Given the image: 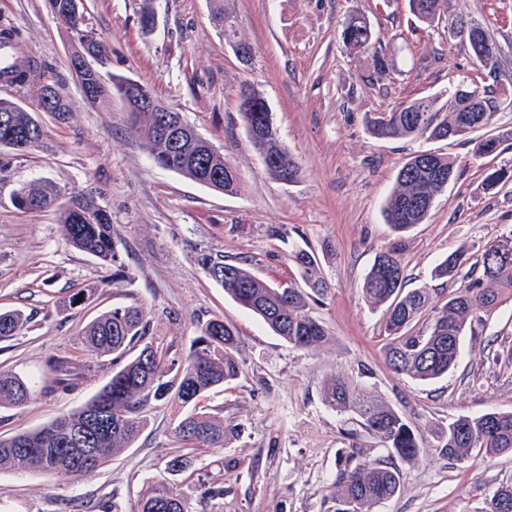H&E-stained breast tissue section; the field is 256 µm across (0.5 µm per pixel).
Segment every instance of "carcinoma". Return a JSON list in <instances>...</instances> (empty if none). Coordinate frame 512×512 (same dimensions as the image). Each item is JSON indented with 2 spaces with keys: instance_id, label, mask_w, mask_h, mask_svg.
<instances>
[{
  "instance_id": "1",
  "label": "carcinoma",
  "mask_w": 512,
  "mask_h": 512,
  "mask_svg": "<svg viewBox=\"0 0 512 512\" xmlns=\"http://www.w3.org/2000/svg\"><path fill=\"white\" fill-rule=\"evenodd\" d=\"M79 0H46L75 12L66 26L75 48L89 56L92 67L106 60V43L89 27L84 8H75ZM210 18L224 41H239L236 17L226 0H209ZM411 14L422 24L421 30L439 23L447 12L448 0H408ZM460 38L469 56L479 62L487 76L496 73L500 58L497 43L483 34L482 45L490 57L480 61L463 28ZM342 43L350 54L368 61L376 73L390 70L391 60L380 46L368 18L351 13L343 23ZM16 93H33L36 109L53 112L58 118L72 111L62 89L45 81L38 62L24 58L23 68L8 73ZM127 78L101 79L93 97L94 105L123 100ZM251 105L239 103L246 133L261 131L267 143L279 139L273 112L266 100L249 88ZM470 106L465 91L448 94L445 115L435 109V101L419 98L402 102L388 112L368 120L369 133L377 138H437L456 141L474 132L461 123L460 110ZM160 112L131 113L130 132L147 149L160 167L224 194L240 189L239 176H228L231 165L224 152L207 146L192 125L168 136L160 127ZM43 126L15 96L0 97V147L26 152L41 146ZM512 140V130H497L476 144L475 157L484 149L498 151ZM266 173L276 181H298L301 169L294 156L286 152L262 160ZM457 162L448 154L419 152L399 168L395 186L385 206V218L397 233L406 232L428 218L436 197L456 177ZM512 182V168L489 172L484 186L491 190ZM15 205L23 211L53 210L57 214L66 241L76 250L107 265L116 262L112 242V218L90 193H64L49 180L25 184L15 193ZM305 275V285L314 295L324 292L320 260L312 250L294 253ZM209 278L224 288L240 306L252 312L288 345L313 350L327 337L323 322L312 312L310 297L297 281L288 279V289L279 281L264 280L252 274L244 260L224 257L204 258ZM435 277L468 284L448 291L442 305L423 331L415 329L433 296L429 288H406L405 268L395 249L383 250L374 258L364 277L362 292L374 307L385 308L384 357L399 375L426 382L441 378L455 368L461 354L463 336L483 327L504 304L512 301V232L480 248L472 257V247L464 244L444 256L434 270ZM32 316L21 309L0 310V339L19 335L28 328ZM79 340L89 357L69 353L47 357L40 371L39 393L52 396L78 389L87 379L107 373L105 383L80 407L63 414L47 425L11 436H0V470L37 469L61 476H82L121 455L140 436L146 409L155 403H178L187 407L205 393L238 380L242 364L238 359L239 336L224 319L206 322L181 358L172 347L156 340L144 310L137 304L115 307L100 313L79 332ZM28 381L11 371H0V405L23 406L33 400ZM327 407L354 415L363 431L378 440L385 454L374 458L363 449L348 455L336 478V512H374V508L392 499L400 489L402 472L397 461L411 462L421 452V440L411 423L394 405L368 391L358 389L340 374L330 376L323 388ZM235 426L205 412L188 411L178 420L174 438L195 453L221 450ZM439 439L448 459L456 462L483 455L497 457L512 454V411H491L477 416H460L439 431ZM98 448L92 460L83 459L82 449ZM138 512H188L187 502L164 482L155 485L138 504ZM484 512H512V485L497 488L486 501Z\"/></svg>"
}]
</instances>
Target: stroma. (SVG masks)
Instances as JSON below:
<instances>
[{"instance_id":"1","label":"stroma","mask_w":512,"mask_h":512,"mask_svg":"<svg viewBox=\"0 0 512 512\" xmlns=\"http://www.w3.org/2000/svg\"><path fill=\"white\" fill-rule=\"evenodd\" d=\"M86 16L109 44L106 72L148 85L220 147L240 177L225 195L153 162L128 131L120 103L86 102L70 68L71 41L44 0H0V26L21 31V55L39 60L47 81L61 87L66 119L39 113L41 147L0 148V308L34 316L22 334L0 340V370L37 381L44 359L82 355L79 330L100 312L144 307L158 341L188 354L204 323L222 317L240 339L243 376L206 394L202 410L241 424L224 449L194 457L167 474L182 449L172 434L174 405L148 408L132 448L98 470L64 477L41 471L0 472V512H83L84 502L110 512H137L158 481L188 502L190 512H336V474L352 444L373 446L350 415L328 408L326 377L342 373L396 406L422 439L417 460L401 463L400 490L375 512H478L486 497L512 484V456L448 460L440 428L462 415L512 410V363L488 352L512 348V304L478 335L465 336L456 367L420 383L394 374L382 353V309L362 295L375 254L397 249L407 285L447 292L431 271L462 243L482 245L512 230V183L482 187L488 169L512 166V141L474 158L472 144L434 139H378L368 115L402 101L433 98L446 108L449 90L476 67L451 31L457 21L481 23L501 49L486 85L498 102L490 122L512 129V0H448L430 30L411 34L406 0H229L242 37L255 51L244 66L209 21L208 0H153L154 24L140 23L142 0H84ZM361 10L392 61L371 74L345 49L340 32ZM268 102L281 142L302 174L292 184L271 179L252 146L238 103L242 86ZM452 154L458 171L422 224L403 235L383 209L398 168L410 154ZM48 178L65 192L98 196L112 217L115 264L73 249L51 211L23 212L13 195L21 184ZM313 249L328 284L313 305L328 333L320 348L289 346L237 305L200 264L201 255L245 258L266 280L297 279L296 249ZM94 295L60 313L55 302L75 288ZM106 381L90 378L78 391L0 406V435L40 428L82 405Z\"/></svg>"}]
</instances>
